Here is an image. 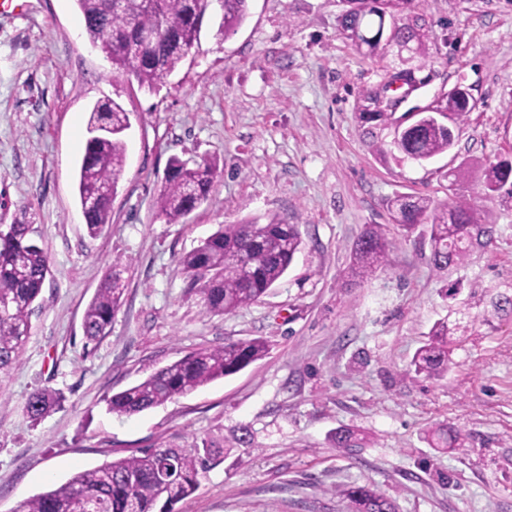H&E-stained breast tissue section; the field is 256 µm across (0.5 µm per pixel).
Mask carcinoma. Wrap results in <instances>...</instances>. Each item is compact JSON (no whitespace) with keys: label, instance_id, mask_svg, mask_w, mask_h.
<instances>
[{"label":"carcinoma","instance_id":"1","mask_svg":"<svg viewBox=\"0 0 512 512\" xmlns=\"http://www.w3.org/2000/svg\"><path fill=\"white\" fill-rule=\"evenodd\" d=\"M92 46L112 62V70L133 77L138 85L156 91L178 69L197 42L206 0H75ZM413 0H346L341 34L361 54L383 60L390 49L408 45L409 63L427 55L431 28L418 16L409 17ZM222 15L215 37L234 35L248 15V0H222ZM135 29H151L158 39L143 47L132 42ZM360 122L394 129L392 146L404 157L423 163L448 152L455 144L458 125L466 112L446 93L420 112L400 117L382 104L377 94L359 98ZM130 126L129 113L116 101L99 102L90 110L86 141L78 176V194L87 229L95 235L111 218V202L122 177ZM505 162L483 170L485 198L512 203V168ZM156 201L157 214L168 224H182L205 203L218 174L217 162L193 165L178 158ZM452 181L454 199L437 202L424 196H397L387 203L395 223L405 228L430 225L429 244L435 267L463 263L476 247L491 240V230L478 223L474 210ZM295 224L272 216L226 224L198 247L183 255L180 264L190 286L200 295L207 314H229L258 302L287 272L301 250ZM390 242L382 226L365 229L352 249V269L358 276L386 266ZM122 262L116 259L84 311L87 342L107 334L121 306L124 285ZM50 273L48 256L31 237V225L22 222L0 227V383L21 361L31 331V317L41 306V293ZM268 353L261 339L227 342L201 349L154 371L143 381L105 398L107 411L131 416L160 406L216 379L234 375ZM453 364L448 323H437L414 354L410 366L417 375L439 376ZM63 396L48 388L34 389L26 402L35 421L62 405ZM435 448H462L465 438L457 429L438 427L428 434ZM336 447L355 448L362 434L336 431ZM232 447L217 448L206 439L191 448H149L138 455L105 462L75 472L65 483L19 504L16 512H175L176 504L190 498L200 477L227 458ZM352 512H396L393 500L365 486L346 491Z\"/></svg>","mask_w":512,"mask_h":512}]
</instances>
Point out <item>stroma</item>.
Returning a JSON list of instances; mask_svg holds the SVG:
<instances>
[{
    "label": "stroma",
    "mask_w": 512,
    "mask_h": 512,
    "mask_svg": "<svg viewBox=\"0 0 512 512\" xmlns=\"http://www.w3.org/2000/svg\"><path fill=\"white\" fill-rule=\"evenodd\" d=\"M344 0H249L225 41L208 6L197 45L159 92L113 74L91 48L75 0H23L0 13V224H31L50 262L21 362L0 388V512L76 470L146 448L247 446L200 480L178 512H350L347 489L368 486L398 512H512V207L484 196L482 170L512 161V0H413L434 32L400 112L454 86L477 101L448 153L420 165L375 153L357 117L382 62L341 34ZM130 114L126 160L110 224L90 236L76 170L97 101ZM216 159L219 177L187 223L168 224L155 199L171 158ZM467 164L463 192L493 226L486 248L435 268L425 225L397 226V195L448 198L446 171ZM279 216L303 247L260 301L204 313L179 263L221 225ZM392 243L386 268L354 277L351 251L366 225ZM124 294L108 334L86 344L83 314L114 259ZM447 320L454 365L416 375L422 335ZM266 339L270 351L232 376L141 413L118 417L104 397L183 355ZM63 405L35 422L29 394ZM465 447L425 440L440 425ZM352 428L365 446L341 450Z\"/></svg>",
    "instance_id": "35a3bbf8"
}]
</instances>
